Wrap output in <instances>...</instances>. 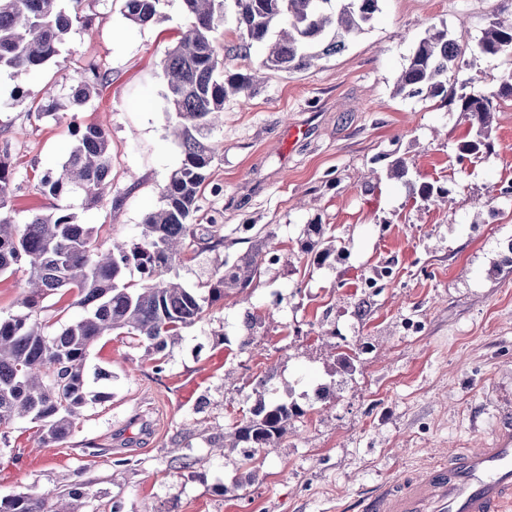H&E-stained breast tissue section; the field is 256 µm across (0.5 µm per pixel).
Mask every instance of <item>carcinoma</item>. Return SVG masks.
Instances as JSON below:
<instances>
[{"mask_svg":"<svg viewBox=\"0 0 512 512\" xmlns=\"http://www.w3.org/2000/svg\"><path fill=\"white\" fill-rule=\"evenodd\" d=\"M232 2L239 44L245 51L265 45L259 67L278 74L305 70L315 61L345 49L379 12L381 0H182L189 24L167 52L163 70L167 81L165 112L174 115L173 135L182 148L179 166L161 190L162 204L148 212L140 236L129 242H99L92 226L79 224L65 208L33 213L24 224L14 223L11 203L15 195L14 169L0 156V275L26 274L20 304L26 313L0 317V429L18 419L36 424L37 444L56 447L73 433L85 408L103 398L93 384L106 378L100 369L89 371L92 345L115 330L137 337L160 354L168 342L200 321L209 306L230 292L254 289L268 268L279 261L275 235L257 236L250 250L224 260L204 296L177 281V267L204 246H224V225L195 224L206 172L217 149L213 131L223 119L224 103L249 94L254 76L218 69L217 40L224 26L226 2ZM63 0H0V72L42 70L65 44L73 22ZM163 0H125V17L137 25L157 19ZM490 57H512V20H492L477 44ZM465 50L444 25L430 26L416 44L396 79V91L408 96L427 94L468 119L475 130L458 145V161L478 157L492 148L489 141L493 106L484 94L448 91L464 64ZM108 70L93 62L69 87L67 104L50 99L31 105L39 116H52L62 107H82L109 82ZM76 144L57 170L44 172L37 191L55 199L82 195L81 205L103 201L109 186L112 139L100 122L74 125ZM417 195L423 201H443L446 188L424 182ZM304 251L324 265L336 259L335 237L322 224H309ZM139 273L140 283L125 281L126 271ZM66 289L76 293L84 314L51 334L40 320L41 300ZM297 403L277 399L249 411L233 424V431L215 433L231 437L229 447L248 449L245 460L259 448L280 440L291 423L304 416ZM85 484L73 481L64 491L39 495L18 494L0 499V512H69L60 502H78Z\"/></svg>","mask_w":512,"mask_h":512,"instance_id":"obj_1","label":"carcinoma"}]
</instances>
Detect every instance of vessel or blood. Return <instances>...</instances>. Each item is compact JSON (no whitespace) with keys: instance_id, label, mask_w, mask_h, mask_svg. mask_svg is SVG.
Listing matches in <instances>:
<instances>
[{"instance_id":"vessel-or-blood-1","label":"vessel or blood","mask_w":512,"mask_h":512,"mask_svg":"<svg viewBox=\"0 0 512 512\" xmlns=\"http://www.w3.org/2000/svg\"><path fill=\"white\" fill-rule=\"evenodd\" d=\"M358 512H512V400L489 448H463L360 500Z\"/></svg>"}]
</instances>
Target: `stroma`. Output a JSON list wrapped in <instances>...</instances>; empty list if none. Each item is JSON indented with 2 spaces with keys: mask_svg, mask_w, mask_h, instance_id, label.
Instances as JSON below:
<instances>
[{
  "mask_svg": "<svg viewBox=\"0 0 512 512\" xmlns=\"http://www.w3.org/2000/svg\"><path fill=\"white\" fill-rule=\"evenodd\" d=\"M161 11L162 21L136 26L123 0H82L86 23L42 71L0 73L15 223L58 207L36 183L66 161L77 121L106 122L112 138V198L74 206L78 223L129 240L159 207L182 158L162 61L185 24L181 0ZM496 17H512V0H381L344 51L227 101L194 217L223 225L225 246L197 252L179 280L206 289L224 255L246 252L263 228L276 234L279 262L259 287L209 306L161 360L123 334L95 342L88 366L111 375L98 386L103 400L58 447H38L33 423L12 425L0 438V499L79 477L88 495L78 512H349L432 460L489 447L498 399L512 394V196L502 194L512 186V99L498 94L512 62L477 50ZM441 24L466 50L462 78L495 107L491 151L462 162L467 119L440 99L395 92L417 39ZM91 61L112 75L98 97L50 117L28 111L46 89L65 94ZM384 153L406 159L407 177H388ZM424 182L449 188L446 201H421ZM314 222L342 250L332 264L301 251ZM385 267L380 287H364ZM249 312L258 322L247 351ZM351 348L347 371L336 353ZM284 396L306 415L252 463L239 448L211 450L212 429ZM118 458L129 466L115 467Z\"/></svg>",
  "mask_w": 512,
  "mask_h": 512,
  "instance_id": "35a3bbf8",
  "label": "stroma"
}]
</instances>
